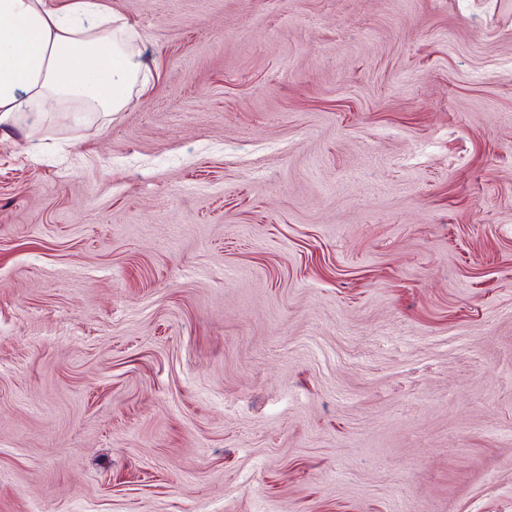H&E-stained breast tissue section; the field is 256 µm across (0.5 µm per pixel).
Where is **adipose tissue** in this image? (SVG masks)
<instances>
[{
	"mask_svg": "<svg viewBox=\"0 0 512 512\" xmlns=\"http://www.w3.org/2000/svg\"><path fill=\"white\" fill-rule=\"evenodd\" d=\"M139 40L104 0H0V131L42 125L53 99L122 111L150 83Z\"/></svg>",
	"mask_w": 512,
	"mask_h": 512,
	"instance_id": "ef3b65f1",
	"label": "adipose tissue"
}]
</instances>
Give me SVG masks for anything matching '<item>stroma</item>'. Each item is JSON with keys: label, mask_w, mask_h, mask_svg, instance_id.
<instances>
[{"label": "stroma", "mask_w": 512, "mask_h": 512, "mask_svg": "<svg viewBox=\"0 0 512 512\" xmlns=\"http://www.w3.org/2000/svg\"><path fill=\"white\" fill-rule=\"evenodd\" d=\"M159 71L0 134V512H512V0H108Z\"/></svg>", "instance_id": "1"}]
</instances>
